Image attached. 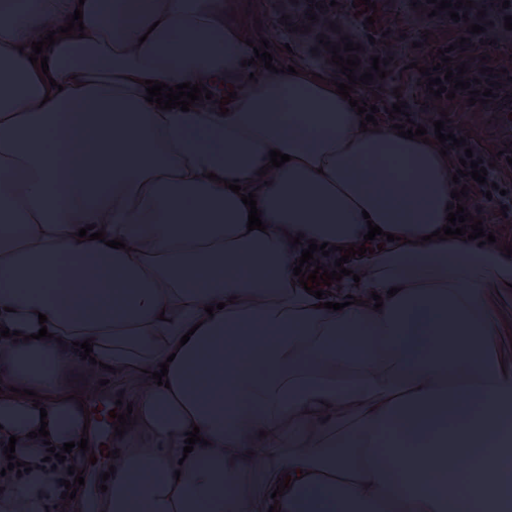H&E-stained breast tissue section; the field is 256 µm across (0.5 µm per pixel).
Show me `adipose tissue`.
I'll use <instances>...</instances> for the list:
<instances>
[{
	"mask_svg": "<svg viewBox=\"0 0 512 512\" xmlns=\"http://www.w3.org/2000/svg\"><path fill=\"white\" fill-rule=\"evenodd\" d=\"M78 8L84 35L48 49L47 89L23 50ZM248 56L224 0H16L0 20V327L23 334L0 342V389L20 390L0 396V427L81 436L68 394L89 339L145 384L143 444L99 512H497L512 370L487 291L512 290V257L434 238L454 183L433 146L361 131L310 73L241 82ZM148 79H221L237 97L225 114L160 110ZM273 149L289 162L268 168ZM234 179L265 231L248 230ZM372 223L395 241L335 292L342 310L316 308L292 238L354 241ZM91 224L104 240H77ZM195 427L206 443L184 453ZM12 495V512H45L55 476Z\"/></svg>",
	"mask_w": 512,
	"mask_h": 512,
	"instance_id": "adipose-tissue-1",
	"label": "adipose tissue"
}]
</instances>
